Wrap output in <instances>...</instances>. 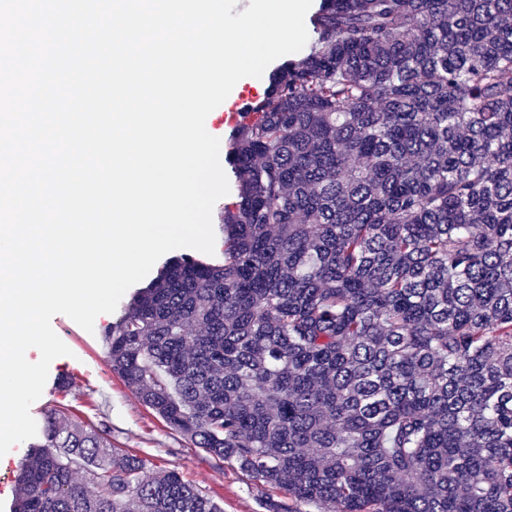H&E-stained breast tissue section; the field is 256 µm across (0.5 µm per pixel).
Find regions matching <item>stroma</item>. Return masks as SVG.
Masks as SVG:
<instances>
[{
	"mask_svg": "<svg viewBox=\"0 0 512 512\" xmlns=\"http://www.w3.org/2000/svg\"><path fill=\"white\" fill-rule=\"evenodd\" d=\"M267 87L264 77L241 79L220 108L208 115L207 131L221 142H229L241 102L262 97ZM117 318L114 312L100 315L93 331L88 332L65 315L53 317L52 327L71 353L51 363L43 393L31 407L34 420L58 409L84 424L106 426L115 447L145 460L148 470L179 471L223 512H268L269 501H288L284 489L259 484L235 463L209 460L202 449L171 430L124 384L109 365L104 343L105 332Z\"/></svg>",
	"mask_w": 512,
	"mask_h": 512,
	"instance_id": "35a3bbf8",
	"label": "stroma"
}]
</instances>
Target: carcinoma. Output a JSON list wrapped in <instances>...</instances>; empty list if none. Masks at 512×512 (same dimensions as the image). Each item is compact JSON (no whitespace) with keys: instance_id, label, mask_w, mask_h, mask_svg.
<instances>
[{"instance_id":"1","label":"carcinoma","mask_w":512,"mask_h":512,"mask_svg":"<svg viewBox=\"0 0 512 512\" xmlns=\"http://www.w3.org/2000/svg\"><path fill=\"white\" fill-rule=\"evenodd\" d=\"M312 29L232 131L224 264L169 261L108 362L297 502L512 512V0H322ZM16 482L14 512H222L55 411Z\"/></svg>"}]
</instances>
